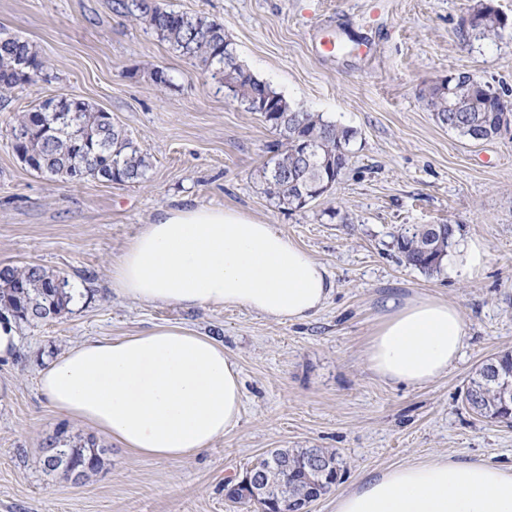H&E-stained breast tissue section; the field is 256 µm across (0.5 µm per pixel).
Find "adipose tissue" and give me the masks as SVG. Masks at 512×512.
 <instances>
[{
	"label": "adipose tissue",
	"instance_id": "adipose-tissue-1",
	"mask_svg": "<svg viewBox=\"0 0 512 512\" xmlns=\"http://www.w3.org/2000/svg\"><path fill=\"white\" fill-rule=\"evenodd\" d=\"M112 290L147 304L241 308L280 322L316 315L327 268L273 225L237 209L179 205L145 225L112 266ZM466 336L458 307L432 297L386 300L367 349L379 378L421 386L447 374ZM39 389L128 452L179 461L240 422V372L221 343L184 326L89 339L51 359ZM334 512H512V466L439 458L365 477Z\"/></svg>",
	"mask_w": 512,
	"mask_h": 512
}]
</instances>
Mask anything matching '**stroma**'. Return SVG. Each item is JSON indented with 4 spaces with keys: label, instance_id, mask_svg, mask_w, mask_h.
Masks as SVG:
<instances>
[{
    "label": "stroma",
    "instance_id": "stroma-1",
    "mask_svg": "<svg viewBox=\"0 0 512 512\" xmlns=\"http://www.w3.org/2000/svg\"><path fill=\"white\" fill-rule=\"evenodd\" d=\"M223 24L240 63L290 103L353 128L352 158L335 186L304 208L277 207L259 175L275 132L227 97L197 61L157 38L113 0H0V29L33 43L43 77L0 98V266L37 264L82 288L81 308L19 327L0 360V512H258L224 496L228 479L274 448H327L338 481L311 506L334 512L337 493L371 473L448 457L512 465V428L471 411L468 380L512 351V132L460 138L431 112L428 90L478 76L512 100V0L500 37L474 40L478 0H164ZM351 33V51L327 54L325 34ZM165 69L171 83L151 73ZM103 108L152 162L144 182L65 183L15 154L17 113L57 96ZM240 209L323 263L333 292L312 319L288 323L236 308L147 305L113 294V263L170 206ZM460 225L458 244L481 240L485 268L468 278L445 256L438 272L406 266L396 246L406 224ZM392 295L457 306L467 336L448 374L408 387L375 376L365 349ZM157 326L216 338L237 364L244 406L237 428L194 457L144 459L41 395L47 358L88 339ZM93 439L105 455L81 484L47 480L42 444L56 432Z\"/></svg>",
    "mask_w": 512,
    "mask_h": 512
}]
</instances>
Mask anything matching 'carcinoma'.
I'll return each instance as SVG.
<instances>
[{
	"label": "carcinoma",
	"mask_w": 512,
	"mask_h": 512,
	"mask_svg": "<svg viewBox=\"0 0 512 512\" xmlns=\"http://www.w3.org/2000/svg\"><path fill=\"white\" fill-rule=\"evenodd\" d=\"M116 9L148 23L158 38L176 51L198 60L220 87L227 88L250 112H258L280 137L276 158L260 174L269 199L288 209L303 207L329 181L328 171L341 174L350 160L355 131L292 105L267 82L233 61L224 26L198 14L166 8L160 0H116ZM480 21L471 27L478 39L496 37L507 20L490 4H479ZM38 57L32 44L0 31V96L42 74L27 76L21 65ZM436 119L470 141L495 138L500 114L512 112V103L493 92L478 77L455 75L446 85L429 90ZM22 136L15 146L21 161L34 162L33 171L74 182L88 178L115 183H140L151 169L150 157L133 146L125 132L103 121L102 109L67 96L50 98L22 113L11 136ZM458 224H412L400 228L396 243L401 260L425 273L440 268L455 242ZM75 288L69 279L40 265H5L0 269V315L17 324L52 321L70 310ZM474 413L496 422L512 423V352L481 362L464 394ZM105 449L80 437L57 435L43 447V472L48 477L73 472L86 478L101 464ZM317 454L338 472L336 453L326 448H276L257 462L268 480L279 487L281 504L322 494L321 476L309 466Z\"/></svg>",
	"instance_id": "1"
}]
</instances>
